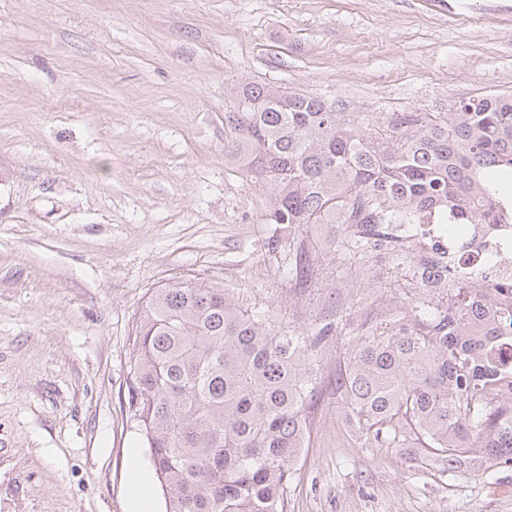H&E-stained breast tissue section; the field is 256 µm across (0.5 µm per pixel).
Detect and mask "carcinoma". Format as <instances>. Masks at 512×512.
<instances>
[{
  "label": "carcinoma",
  "mask_w": 512,
  "mask_h": 512,
  "mask_svg": "<svg viewBox=\"0 0 512 512\" xmlns=\"http://www.w3.org/2000/svg\"><path fill=\"white\" fill-rule=\"evenodd\" d=\"M224 113V164L267 185L261 223L294 233L338 224L339 252L409 269V288L441 300L366 323L337 379L347 415L383 448L446 471L512 465V280H481L469 240L441 263L409 238L417 224H511L512 94L473 96L439 117L392 114L372 128L317 97L247 84ZM288 273L315 278L289 240ZM332 315L277 331L224 286L151 292L135 327L131 404L166 512H285L307 432L317 349Z\"/></svg>",
  "instance_id": "1"
}]
</instances>
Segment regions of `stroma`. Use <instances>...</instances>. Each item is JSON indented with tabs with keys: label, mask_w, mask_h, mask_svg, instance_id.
<instances>
[{
	"label": "stroma",
	"mask_w": 512,
	"mask_h": 512,
	"mask_svg": "<svg viewBox=\"0 0 512 512\" xmlns=\"http://www.w3.org/2000/svg\"><path fill=\"white\" fill-rule=\"evenodd\" d=\"M382 125L512 93V0H0V512H127L134 326L149 293L220 283L300 331L335 308L286 512H512V466L445 472L371 445L336 392L391 261L316 278L264 248L269 190L224 164L243 84Z\"/></svg>",
	"instance_id": "obj_1"
}]
</instances>
